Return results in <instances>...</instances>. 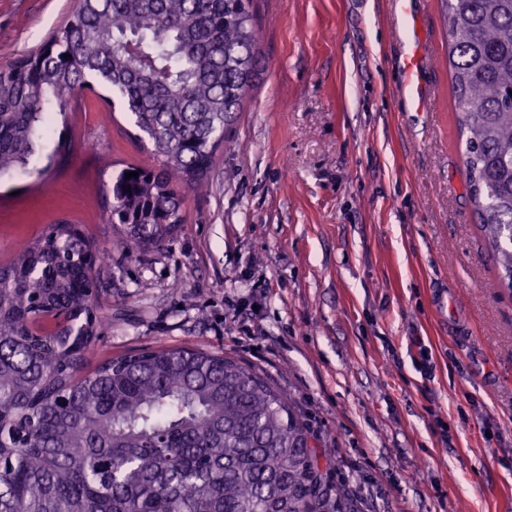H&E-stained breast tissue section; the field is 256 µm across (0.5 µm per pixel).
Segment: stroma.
<instances>
[{"label": "stroma", "instance_id": "stroma-1", "mask_svg": "<svg viewBox=\"0 0 512 512\" xmlns=\"http://www.w3.org/2000/svg\"><path fill=\"white\" fill-rule=\"evenodd\" d=\"M79 0H0V66ZM255 0L258 78L184 221L129 250L113 170L152 159L86 94L0 177V267L67 218L110 255L89 367L226 354L290 397L361 512H512V293L466 192L441 0ZM432 98L410 106L404 59ZM64 167L50 156L62 131Z\"/></svg>", "mask_w": 512, "mask_h": 512}]
</instances>
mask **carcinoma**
Wrapping results in <instances>:
<instances>
[{
    "label": "carcinoma",
    "instance_id": "1",
    "mask_svg": "<svg viewBox=\"0 0 512 512\" xmlns=\"http://www.w3.org/2000/svg\"><path fill=\"white\" fill-rule=\"evenodd\" d=\"M445 9L469 200L511 292L512 0ZM258 41L253 0H81L0 67V174L27 171L49 115L101 85L155 161L112 173L108 222L130 248L163 241L184 221L182 188L210 179ZM103 266L60 221L0 268V512H344L343 489L333 500L320 481L336 449L310 445L291 400L238 359L160 347L84 373Z\"/></svg>",
    "mask_w": 512,
    "mask_h": 512
}]
</instances>
